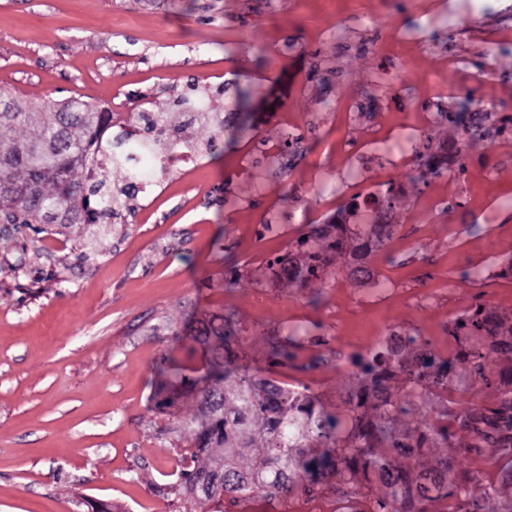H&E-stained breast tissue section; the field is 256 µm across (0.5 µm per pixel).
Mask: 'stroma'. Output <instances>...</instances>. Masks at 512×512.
Listing matches in <instances>:
<instances>
[{
	"mask_svg": "<svg viewBox=\"0 0 512 512\" xmlns=\"http://www.w3.org/2000/svg\"><path fill=\"white\" fill-rule=\"evenodd\" d=\"M0 0V88L91 106L137 95L153 109L188 84L254 92L255 126L168 174L111 224H0V512H178L177 439L150 401L154 368L181 357L203 313L230 308L260 355L273 329L302 336L310 371L289 383L336 395L343 356L388 329L446 341L455 314L512 309V0ZM289 128L274 120L279 110ZM484 112L489 136L415 181L425 138ZM432 116L426 137L419 115ZM289 132L292 145H264ZM403 194L370 260L318 302L265 286L269 260L356 195ZM253 281L225 291L233 271ZM263 305H255V291Z\"/></svg>",
	"mask_w": 512,
	"mask_h": 512,
	"instance_id": "35a3bbf8",
	"label": "stroma"
}]
</instances>
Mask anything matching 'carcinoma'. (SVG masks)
<instances>
[{
	"mask_svg": "<svg viewBox=\"0 0 512 512\" xmlns=\"http://www.w3.org/2000/svg\"><path fill=\"white\" fill-rule=\"evenodd\" d=\"M224 122L205 118L213 135L207 154L225 128L248 129V89L224 87ZM191 96L177 94L164 111L136 112L135 128L147 134H179ZM0 181L14 191L0 194V212L13 230L31 224L107 223L136 199L131 182L112 190L107 173L127 171L123 145L115 140L92 153L88 138L101 117L85 104L29 102L0 91ZM26 126L19 138L15 126ZM448 140L420 164L417 178L439 176L448 163ZM388 218L401 195L387 192L371 200ZM394 224H324L298 240L271 271L276 288L318 292L344 272L366 268ZM246 329L231 310L208 313L196 322L184 359L162 371L154 408L179 418L187 401L190 418L174 427L186 470L171 486L184 512H224V504L247 499L287 500L328 493L345 512H512V311L475 303L448 320L456 351L439 358L416 333L397 329L367 353L347 357L351 370L336 387V411L323 396L292 389L272 377L275 366L310 370L324 357L297 363L299 336L272 332L263 337L261 356L244 344ZM477 386L479 400L456 399L454 392ZM500 466L488 482L461 456Z\"/></svg>",
	"mask_w": 512,
	"mask_h": 512,
	"instance_id": "1",
	"label": "carcinoma"
}]
</instances>
